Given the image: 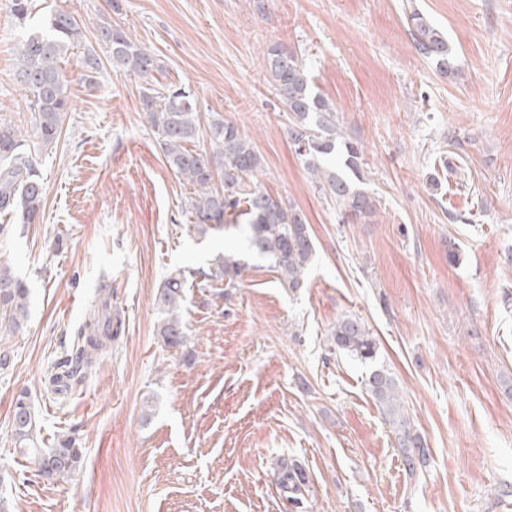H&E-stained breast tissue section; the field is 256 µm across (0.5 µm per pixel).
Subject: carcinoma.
I'll use <instances>...</instances> for the list:
<instances>
[{
  "label": "carcinoma",
  "instance_id": "1",
  "mask_svg": "<svg viewBox=\"0 0 512 512\" xmlns=\"http://www.w3.org/2000/svg\"><path fill=\"white\" fill-rule=\"evenodd\" d=\"M412 34L417 52L436 64L443 73L452 70L448 38L422 15L411 11ZM81 36L74 17L62 10L51 11L31 24L21 42L18 77L33 95L36 149L48 151L58 142L62 125L71 109L69 80L57 61ZM98 42L106 49L112 66L141 78L151 77L157 59L130 40L126 33L107 21L98 26ZM265 67L277 99L292 114L289 134L311 177L324 195L336 202L352 221L364 219L375 210L372 197L358 187L363 180V151L360 142L343 135L336 123V111L319 94L313 93L305 66L298 55L278 46L271 47ZM100 59L87 55L80 61V81L97 85ZM142 112L158 135V144L173 173L193 187L188 213L197 229L222 224L230 217H244L250 226V249L280 273L283 287H303L316 252L304 214L282 198L271 194L257 180L263 160L248 135L234 123L213 118L208 130L210 151L189 147L199 136L201 119L192 95L178 87L148 88L142 97ZM220 185H215V179ZM45 195L44 178L33 152L16 130L0 123V214H15L23 224L40 219ZM214 277L229 280L242 272L239 261L221 254L216 258ZM186 277L178 269L159 288L156 306L164 315L158 329L165 347L183 346L187 325L180 315L185 301ZM30 292L11 268L0 264V322L20 328L30 313ZM122 321L112 316L110 297L93 312L74 337L70 359L62 376L74 380L94 366L95 359L112 346ZM331 348L367 363L376 358V339L359 319L343 316L330 329ZM365 385L386 421L392 425L406 472L413 476L428 461V448L411 427L398 387L384 368L370 372ZM30 396L18 395L13 406V432L18 448L30 462L61 463L75 472L81 452L75 439L67 437L55 448H39L34 440L36 416ZM306 475L296 465H284L277 474L280 492L292 503L301 502Z\"/></svg>",
  "mask_w": 512,
  "mask_h": 512
}]
</instances>
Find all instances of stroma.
<instances>
[{
  "instance_id": "stroma-1",
  "label": "stroma",
  "mask_w": 512,
  "mask_h": 512,
  "mask_svg": "<svg viewBox=\"0 0 512 512\" xmlns=\"http://www.w3.org/2000/svg\"><path fill=\"white\" fill-rule=\"evenodd\" d=\"M34 3L69 12L82 36L60 61L72 109L36 156L42 216L0 215V261L31 297L23 329H0V512H512V0ZM11 7L0 0V123L32 144ZM414 9L447 36L453 72L417 53ZM104 21L154 54L152 79L112 67L96 39ZM274 45L299 55L362 144L370 218L342 223L295 153L265 68ZM91 51L93 88L78 81ZM168 84L202 118L243 129L264 159L260 182L305 214L316 253L303 288H283L250 250L246 221L189 222L191 188L141 110L146 87ZM220 253L245 264L234 287L211 279ZM177 269L189 332L169 349L154 297ZM104 295L120 335L53 390L51 370ZM343 315L375 337L372 362L331 352ZM381 367L429 450L413 476L365 386ZM24 391L40 446L71 436L81 450L64 480L39 476L15 446ZM284 461L307 474L302 507L276 484Z\"/></svg>"
}]
</instances>
